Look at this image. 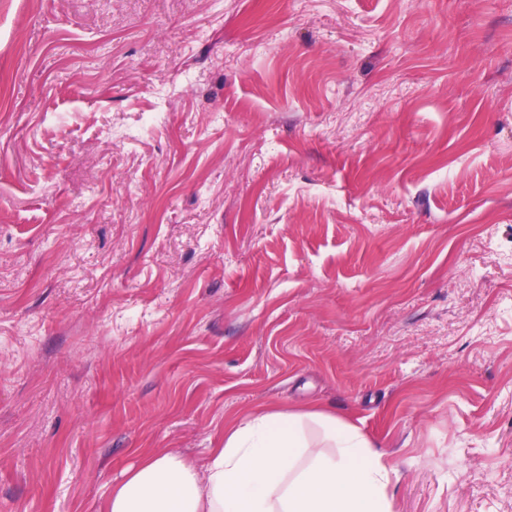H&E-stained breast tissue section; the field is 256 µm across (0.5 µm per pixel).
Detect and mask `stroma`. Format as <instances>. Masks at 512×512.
Wrapping results in <instances>:
<instances>
[{
	"label": "stroma",
	"instance_id": "stroma-1",
	"mask_svg": "<svg viewBox=\"0 0 512 512\" xmlns=\"http://www.w3.org/2000/svg\"><path fill=\"white\" fill-rule=\"evenodd\" d=\"M2 112L0 512L309 402L512 512V0H0Z\"/></svg>",
	"mask_w": 512,
	"mask_h": 512
}]
</instances>
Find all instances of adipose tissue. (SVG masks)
I'll return each instance as SVG.
<instances>
[{"instance_id":"ef3b65f1","label":"adipose tissue","mask_w":512,"mask_h":512,"mask_svg":"<svg viewBox=\"0 0 512 512\" xmlns=\"http://www.w3.org/2000/svg\"><path fill=\"white\" fill-rule=\"evenodd\" d=\"M390 475L376 443L336 413L259 409L202 461L143 454L100 512H390Z\"/></svg>"}]
</instances>
